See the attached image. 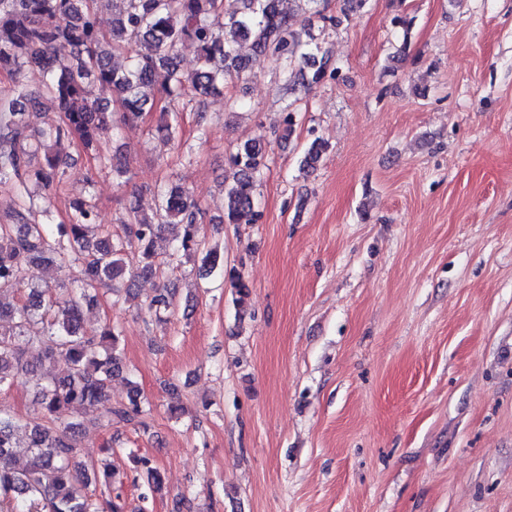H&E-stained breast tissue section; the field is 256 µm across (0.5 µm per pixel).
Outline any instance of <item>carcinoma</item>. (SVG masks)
I'll use <instances>...</instances> for the list:
<instances>
[{
	"mask_svg": "<svg viewBox=\"0 0 512 512\" xmlns=\"http://www.w3.org/2000/svg\"><path fill=\"white\" fill-rule=\"evenodd\" d=\"M239 12L226 11L224 0H0V73L12 87L0 97V186L14 190L19 209L0 224V390L35 372L30 347L47 334L54 339L50 357L66 368L63 377L43 374L36 379L40 416L22 421L0 409V512H127L121 493H112L116 470L110 465L90 469L79 459L76 430L81 424L63 418L79 408L106 402L114 377L126 365L119 348L120 331L107 324L97 336L82 332V311L100 291L112 304L136 296V279L162 277V268L202 253V267L220 262L218 252L201 251L200 224L205 218L200 201L172 181L160 189V202L150 215L133 212L123 232L112 233L100 223L96 204H74L68 223L56 227L39 219L49 212L50 199L62 191L70 164L58 151L75 141L97 150L101 134L128 124L158 108L155 135L175 139L182 112H200L205 100L226 78L247 70L238 51L249 41L254 50L271 58L288 90L300 93L286 109L280 138H289L297 124V103L316 85L336 77L327 70L325 54L313 36L303 39L291 11L282 0H239ZM311 17L334 29L341 18L326 13L327 0H305ZM112 6V27L104 32L99 13ZM196 46L198 66L180 68L178 45ZM147 52L119 66L115 58L131 47ZM36 67L43 84L25 83V71ZM93 80L108 92L93 98ZM46 96L57 114L37 129L30 128L25 103ZM327 150L319 137L305 147L300 169H316ZM261 144L246 142L231 158V177L224 180V223L254 224L260 218L256 190L264 166ZM177 226L165 259L157 260L156 243L165 228ZM41 265L79 267L77 277L51 288L19 278L22 267ZM234 302L241 306L249 286L241 274L231 277ZM177 294L172 282L149 301L157 322L165 324ZM149 410L137 386L128 404L107 407L104 416L133 427L146 426ZM28 436L34 463L18 468L14 461L17 435ZM135 475L150 493L164 489L157 468L146 457H133ZM99 484L106 494L87 493Z\"/></svg>",
	"mask_w": 512,
	"mask_h": 512,
	"instance_id": "carcinoma-1",
	"label": "carcinoma"
}]
</instances>
